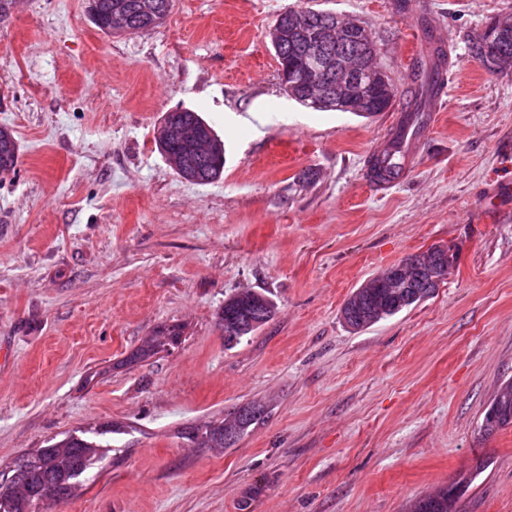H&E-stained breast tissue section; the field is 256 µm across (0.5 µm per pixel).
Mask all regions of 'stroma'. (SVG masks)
<instances>
[{
  "label": "stroma",
  "mask_w": 512,
  "mask_h": 512,
  "mask_svg": "<svg viewBox=\"0 0 512 512\" xmlns=\"http://www.w3.org/2000/svg\"><path fill=\"white\" fill-rule=\"evenodd\" d=\"M91 0H23L0 18V472L25 451L106 428L111 450L48 512H407L459 473V512H512V424L482 423L512 380V70L468 38L512 0H172L163 23L110 36ZM362 22L398 89L447 53L440 117L383 196L368 154L404 110L365 119L288 96L268 37L304 8ZM197 112L224 171L182 179L163 115ZM443 245L434 294L355 332L366 280ZM271 320L224 344L243 289ZM181 343L125 359L163 325ZM247 404L259 422L216 453L185 428Z\"/></svg>",
  "instance_id": "obj_1"
}]
</instances>
